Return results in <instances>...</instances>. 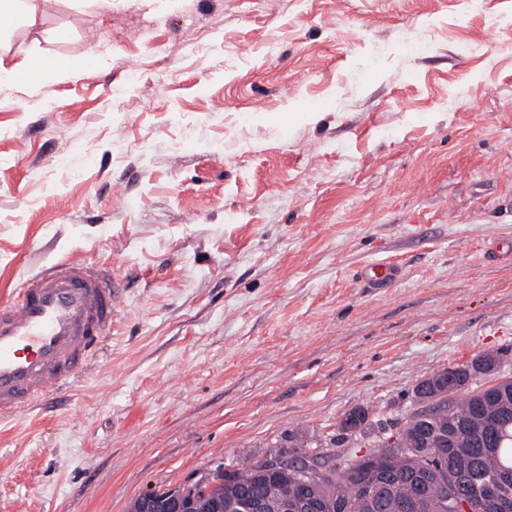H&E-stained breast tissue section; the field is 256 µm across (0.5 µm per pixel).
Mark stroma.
I'll list each match as a JSON object with an SVG mask.
<instances>
[{
    "instance_id": "stroma-1",
    "label": "stroma",
    "mask_w": 512,
    "mask_h": 512,
    "mask_svg": "<svg viewBox=\"0 0 512 512\" xmlns=\"http://www.w3.org/2000/svg\"><path fill=\"white\" fill-rule=\"evenodd\" d=\"M485 4L39 0L0 43L61 71L0 108V300L64 256L126 297L77 387L0 425V512H129L358 406L396 424L483 352L512 375V0Z\"/></svg>"
}]
</instances>
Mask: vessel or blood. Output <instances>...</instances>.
I'll list each match as a JSON object with an SVG mask.
<instances>
[{"mask_svg":"<svg viewBox=\"0 0 512 512\" xmlns=\"http://www.w3.org/2000/svg\"><path fill=\"white\" fill-rule=\"evenodd\" d=\"M124 298L121 277L88 257H65L0 302V420L71 390L103 349Z\"/></svg>","mask_w":512,"mask_h":512,"instance_id":"obj_1","label":"vessel or blood"}]
</instances>
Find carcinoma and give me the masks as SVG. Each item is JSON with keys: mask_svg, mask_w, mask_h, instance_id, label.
Returning a JSON list of instances; mask_svg holds the SVG:
<instances>
[{"mask_svg": "<svg viewBox=\"0 0 512 512\" xmlns=\"http://www.w3.org/2000/svg\"><path fill=\"white\" fill-rule=\"evenodd\" d=\"M446 389L438 409L423 419L409 415L400 427L402 447L381 446L382 438L362 441L352 432L371 410L358 406L340 420L330 439L323 471L299 475L291 470L266 472L264 461L233 465L215 476L198 494L197 512H244L243 499L259 496L276 501L290 495L308 496L327 512H448V499L469 492L471 479L497 463L512 468V378L501 385L481 384L466 370H442ZM457 429L446 442L426 448L420 438L428 427Z\"/></svg>", "mask_w": 512, "mask_h": 512, "instance_id": "1", "label": "carcinoma"}]
</instances>
